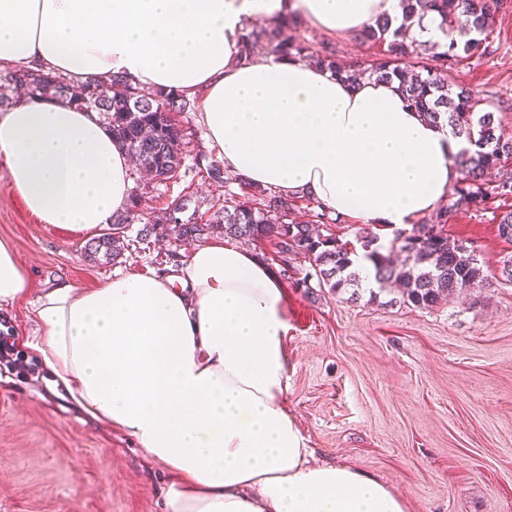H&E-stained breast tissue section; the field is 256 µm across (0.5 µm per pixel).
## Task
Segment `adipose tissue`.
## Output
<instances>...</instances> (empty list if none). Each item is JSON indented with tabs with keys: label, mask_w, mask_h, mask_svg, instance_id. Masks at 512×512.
I'll use <instances>...</instances> for the list:
<instances>
[{
	"label": "adipose tissue",
	"mask_w": 512,
	"mask_h": 512,
	"mask_svg": "<svg viewBox=\"0 0 512 512\" xmlns=\"http://www.w3.org/2000/svg\"><path fill=\"white\" fill-rule=\"evenodd\" d=\"M291 12L345 36L402 15L400 0H0V70L77 83L122 75L200 96L197 122L227 172L361 224L407 228L446 199L467 142L425 120L397 83L352 87L299 60L240 61L245 20ZM0 162L39 223L83 234L128 205L124 149L96 113L65 102L0 109ZM27 292L0 240V305ZM285 299L257 255L207 242L175 277L118 272L91 289L44 291L25 345L53 388L164 465L165 512H406L373 475L314 460L284 406Z\"/></svg>",
	"instance_id": "1"
}]
</instances>
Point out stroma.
<instances>
[{"label":"stroma","mask_w":512,"mask_h":512,"mask_svg":"<svg viewBox=\"0 0 512 512\" xmlns=\"http://www.w3.org/2000/svg\"><path fill=\"white\" fill-rule=\"evenodd\" d=\"M492 54L452 67L512 136V0L489 37ZM493 209L448 214L451 237L472 246L487 286L440 306L359 300L288 288L285 406L320 462L352 465L404 496L407 512H512V283L501 276L512 242ZM0 239L29 283L26 300L0 308V325L33 334L32 303L60 281L93 288L116 272L177 273L189 246L153 245L117 264L80 252L87 235L39 224L0 163ZM164 466L121 431L86 419L57 396L33 358L0 363V512H162Z\"/></svg>","instance_id":"obj_1"}]
</instances>
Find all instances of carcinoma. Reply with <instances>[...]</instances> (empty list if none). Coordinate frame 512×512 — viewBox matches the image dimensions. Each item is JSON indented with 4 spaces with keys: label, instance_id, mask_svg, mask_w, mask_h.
Wrapping results in <instances>:
<instances>
[{
    "label": "carcinoma",
    "instance_id": "cac0c4a2",
    "mask_svg": "<svg viewBox=\"0 0 512 512\" xmlns=\"http://www.w3.org/2000/svg\"><path fill=\"white\" fill-rule=\"evenodd\" d=\"M496 5L497 0H401L399 25H392L388 18L377 19L355 36L360 44L378 50V58L363 66L344 63L339 41L288 33L302 27L304 20L299 17L278 18L264 27L247 24L240 35V59L248 62L264 55L284 62L304 60L351 84L398 80L411 106L434 121L447 120L458 135L475 146L457 161L460 176L450 197L453 207L479 212L487 209L492 198L512 196V137L504 136L492 112L481 109L480 98L450 81L448 62L458 65L489 54L488 37ZM428 12L438 14L445 33L456 32L466 40L453 37L428 50L420 47L411 28ZM19 88L34 98L59 99L101 114L112 138L151 182L166 184L179 175L184 162V129L175 122V116L196 111L197 99L175 89L142 90L119 75L76 88L49 72L20 69L6 73L0 83V108L16 102L14 92ZM489 169L498 171V180L491 187L483 181ZM199 172L218 191L208 211L199 213L190 181L182 196L159 209L155 218L144 219L140 212L142 196L135 194L113 223L140 224L136 233L140 245L149 244L155 234L182 243L203 242L215 234L245 244L269 242L276 249L281 273H288L297 260L308 263L303 278L296 280L307 294L315 286L342 290L357 285L356 275L350 271L353 250L328 229L343 223L341 216H332L319 201L305 195L285 198L266 188L243 184L236 192L224 176L223 164L215 160ZM300 203L311 211V220L302 222L293 216ZM187 211L190 215L186 217ZM447 223L448 207L442 206L412 225L408 233H398L395 259L372 248L377 237L363 240L379 288L398 282L403 286L402 302L428 309L459 290L485 283L480 260L465 242L448 235ZM126 250L120 239L101 235L85 244L81 256L115 261Z\"/></svg>",
    "mask_w": 512,
    "mask_h": 512
}]
</instances>
